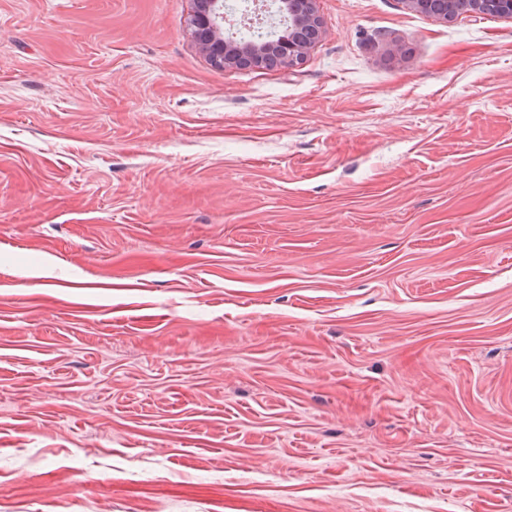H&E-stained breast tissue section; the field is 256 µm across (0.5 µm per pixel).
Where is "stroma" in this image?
<instances>
[{"instance_id": "1", "label": "stroma", "mask_w": 512, "mask_h": 512, "mask_svg": "<svg viewBox=\"0 0 512 512\" xmlns=\"http://www.w3.org/2000/svg\"><path fill=\"white\" fill-rule=\"evenodd\" d=\"M318 7L0 0V512H512V20ZM282 20L288 17V40L278 46L236 39L224 34L223 0H195L191 20L192 36L203 54L217 67L264 64L293 65L301 60L321 34L317 0H271Z\"/></svg>"}]
</instances>
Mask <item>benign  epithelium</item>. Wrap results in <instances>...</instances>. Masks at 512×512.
I'll list each match as a JSON object with an SVG mask.
<instances>
[{"label": "benign epithelium", "instance_id": "benign-epithelium-1", "mask_svg": "<svg viewBox=\"0 0 512 512\" xmlns=\"http://www.w3.org/2000/svg\"><path fill=\"white\" fill-rule=\"evenodd\" d=\"M413 11L430 14L441 21L455 15L457 0H402ZM274 13L288 18V39L278 46L236 39L224 34L225 0H195L192 36L203 54L217 67L265 64L292 65L301 60L321 34L317 0H271ZM469 12L511 20L512 0H466Z\"/></svg>", "mask_w": 512, "mask_h": 512}]
</instances>
